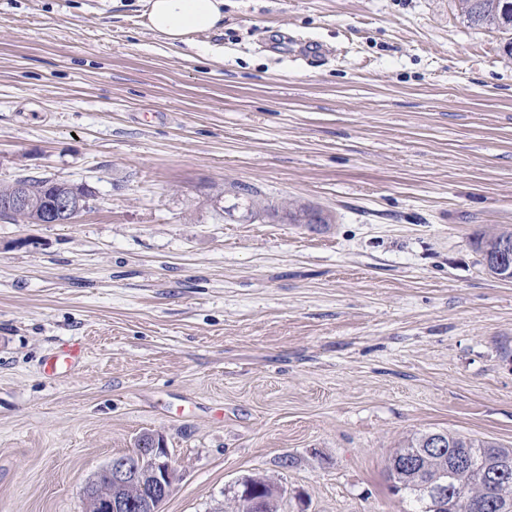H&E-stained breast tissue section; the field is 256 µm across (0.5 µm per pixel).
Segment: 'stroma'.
Segmentation results:
<instances>
[{"label": "stroma", "instance_id": "obj_1", "mask_svg": "<svg viewBox=\"0 0 512 512\" xmlns=\"http://www.w3.org/2000/svg\"><path fill=\"white\" fill-rule=\"evenodd\" d=\"M457 0H224L171 46L147 0H0V181L85 185L0 221V512H85L145 432L163 512H407L414 432L512 448V30ZM324 209L231 220L215 189ZM83 364L51 377L64 345ZM19 181H24L26 184H18ZM16 184H18L17 192L14 197L7 202ZM25 185L28 186L30 195L35 199L38 205L37 212L26 215L23 219H17L16 223L38 224L37 220L42 218L43 213L49 210L48 207L53 205V202L61 194H79L83 198L90 196L89 190L84 186L73 185L57 178H17L12 182H0V204L4 205L7 202L4 207L1 208L3 214H25L31 209L32 202L26 194ZM59 207L60 213H58L55 218L51 215H46L44 221L40 220L38 222L43 224L73 223L76 216L85 209L86 204L82 202V198H74L65 195L62 196ZM512 241V230H499L481 233L476 238L477 248L482 256V264L484 270L492 277L497 278L496 269L492 266L486 265V260L489 255L496 251L502 241ZM499 279V278H497ZM84 357V348L79 343L65 345L45 361L44 370L49 375L54 374L58 369L71 371L79 366Z\"/></svg>", "mask_w": 512, "mask_h": 512}]
</instances>
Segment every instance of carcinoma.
I'll list each match as a JSON object with an SVG mask.
<instances>
[{
	"mask_svg": "<svg viewBox=\"0 0 512 512\" xmlns=\"http://www.w3.org/2000/svg\"><path fill=\"white\" fill-rule=\"evenodd\" d=\"M461 13L467 21L477 26L490 28H512V0H459ZM30 195L37 203V212L24 216L22 224H35L42 218L48 207L53 205L57 197L64 193L79 194L89 197V190L83 186L68 183L57 178H23ZM229 195L232 203L224 207V213L238 215V220L253 222L265 219H286L290 224L307 223L322 224V209L307 204L294 205L282 212L279 207L268 200L256 186L238 183L224 185L218 196ZM512 241V230L490 231L476 238L477 248L482 260L496 251L501 242ZM423 432L409 437L402 448L391 457L396 460L422 447ZM458 448H474L469 470L460 472L452 465L453 453ZM480 448H493L502 453H511L512 448H500L487 441L468 438L457 434L448 435V446L445 451L418 458L414 469L399 472L389 468V479L392 481L394 493L400 494L415 505L412 512H477L474 505L482 502H512V475L489 484L484 479V471L493 466L495 458L478 452ZM423 483L445 484L452 488L446 498H435L428 495L420 485Z\"/></svg>",
	"mask_w": 512,
	"mask_h": 512,
	"instance_id": "1",
	"label": "carcinoma"
}]
</instances>
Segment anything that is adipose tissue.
<instances>
[{
  "label": "adipose tissue",
  "mask_w": 512,
  "mask_h": 512,
  "mask_svg": "<svg viewBox=\"0 0 512 512\" xmlns=\"http://www.w3.org/2000/svg\"><path fill=\"white\" fill-rule=\"evenodd\" d=\"M147 20L168 44H186L191 35L223 25L224 0H148Z\"/></svg>",
  "instance_id": "obj_1"
}]
</instances>
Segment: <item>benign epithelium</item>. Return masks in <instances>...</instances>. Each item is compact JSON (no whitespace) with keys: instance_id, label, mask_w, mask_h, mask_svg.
I'll return each mask as SVG.
<instances>
[{"instance_id":"7a95c632","label":"benign epithelium","mask_w":512,"mask_h":512,"mask_svg":"<svg viewBox=\"0 0 512 512\" xmlns=\"http://www.w3.org/2000/svg\"><path fill=\"white\" fill-rule=\"evenodd\" d=\"M32 202L26 194L25 184L17 185V192L0 212L8 215L27 213ZM86 204L80 198L63 196L60 200V213L53 217L45 216L46 224H70L85 209ZM504 271V277L512 276V243L505 242L494 259ZM112 483V493L97 501L100 512H126V497L123 492L135 486H147L150 495L146 497L147 512H160L161 505L170 496L175 479V468L169 454L155 436L138 441L131 452L116 457L105 468ZM236 498L245 506L246 512H268L270 502L275 500V492L264 499H252L248 492H239Z\"/></svg>"}]
</instances>
